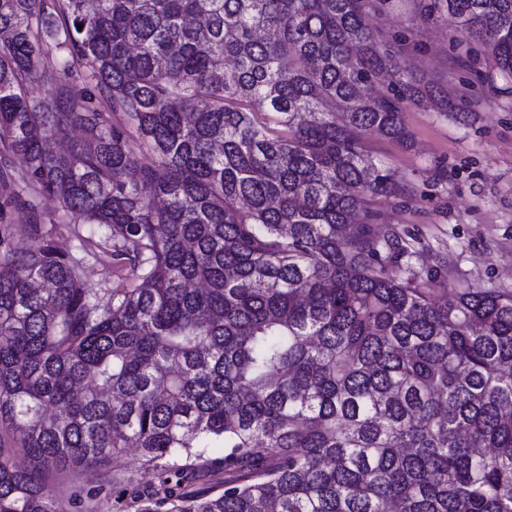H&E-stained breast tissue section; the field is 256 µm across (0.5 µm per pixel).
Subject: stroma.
I'll return each mask as SVG.
<instances>
[{
  "mask_svg": "<svg viewBox=\"0 0 512 512\" xmlns=\"http://www.w3.org/2000/svg\"><path fill=\"white\" fill-rule=\"evenodd\" d=\"M376 26L406 38L404 70L472 107L461 124L434 107L409 104L410 146L367 139L368 153L408 189L404 199L371 202L376 223L390 225L414 246L417 267L443 263L449 279L512 289V80L485 54L459 65L451 44L455 23L424 21L411 0H395ZM150 478L130 447L98 469L57 471L49 488L65 512H122L132 487Z\"/></svg>",
  "mask_w": 512,
  "mask_h": 512,
  "instance_id": "obj_1",
  "label": "stroma"
}]
</instances>
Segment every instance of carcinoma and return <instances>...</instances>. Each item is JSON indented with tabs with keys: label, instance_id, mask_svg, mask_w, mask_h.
Here are the masks:
<instances>
[{
	"label": "carcinoma",
	"instance_id": "obj_1",
	"mask_svg": "<svg viewBox=\"0 0 512 512\" xmlns=\"http://www.w3.org/2000/svg\"><path fill=\"white\" fill-rule=\"evenodd\" d=\"M413 2L512 77V0ZM389 3L0 0V512L132 444L127 512H512V290L371 224L405 188L365 138L467 112L397 69Z\"/></svg>",
	"mask_w": 512,
	"mask_h": 512
}]
</instances>
